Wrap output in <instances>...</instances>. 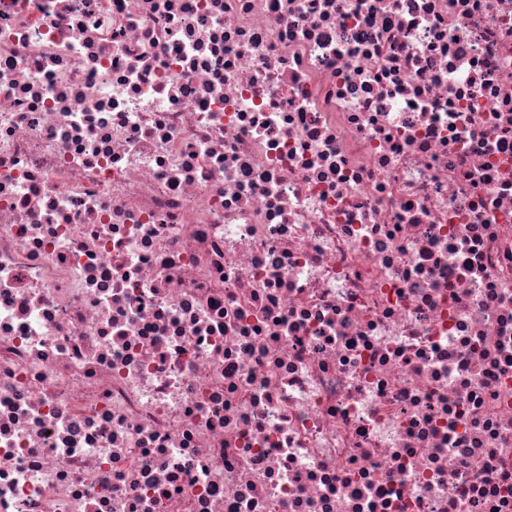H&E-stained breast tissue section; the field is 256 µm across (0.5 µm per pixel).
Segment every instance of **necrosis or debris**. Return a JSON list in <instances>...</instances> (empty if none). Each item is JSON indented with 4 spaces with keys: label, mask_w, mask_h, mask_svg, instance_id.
<instances>
[{
    "label": "necrosis or debris",
    "mask_w": 512,
    "mask_h": 512,
    "mask_svg": "<svg viewBox=\"0 0 512 512\" xmlns=\"http://www.w3.org/2000/svg\"><path fill=\"white\" fill-rule=\"evenodd\" d=\"M0 512H512V0H0Z\"/></svg>",
    "instance_id": "obj_1"
}]
</instances>
